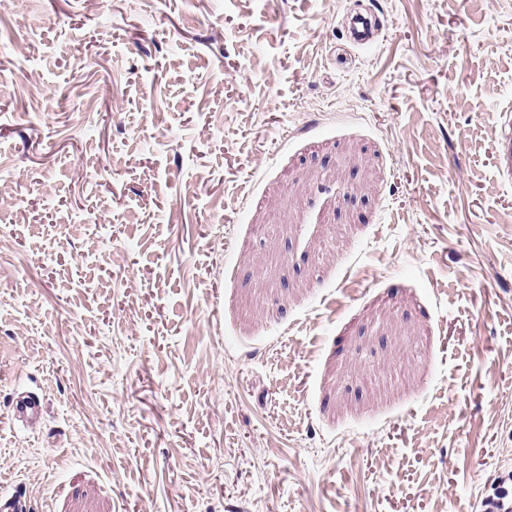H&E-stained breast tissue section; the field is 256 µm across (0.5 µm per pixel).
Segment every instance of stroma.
Returning a JSON list of instances; mask_svg holds the SVG:
<instances>
[{
  "label": "stroma",
  "instance_id": "stroma-1",
  "mask_svg": "<svg viewBox=\"0 0 512 512\" xmlns=\"http://www.w3.org/2000/svg\"><path fill=\"white\" fill-rule=\"evenodd\" d=\"M511 128L512 0H0V496L481 512ZM13 413L22 422L37 421L42 418L43 404L41 400L28 394H20L13 400Z\"/></svg>",
  "mask_w": 512,
  "mask_h": 512
}]
</instances>
